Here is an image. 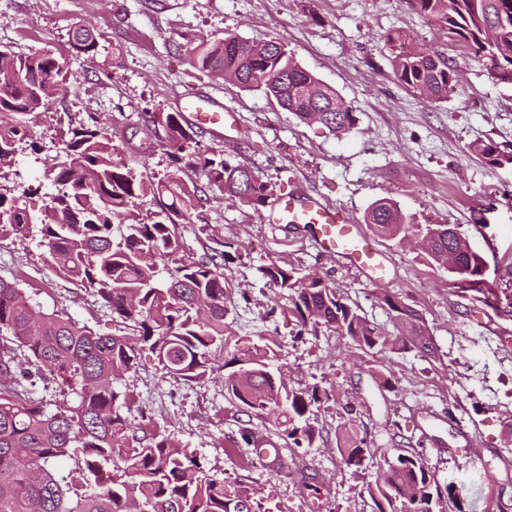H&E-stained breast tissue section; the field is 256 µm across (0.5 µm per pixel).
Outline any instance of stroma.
<instances>
[{
  "mask_svg": "<svg viewBox=\"0 0 512 512\" xmlns=\"http://www.w3.org/2000/svg\"><path fill=\"white\" fill-rule=\"evenodd\" d=\"M98 36L94 56L70 47L75 26ZM400 29L429 44L461 74L458 93L427 104L395 77L385 36ZM233 32L283 44L295 59L335 88L353 108L351 132L335 136L300 123L259 91H247L195 69L187 41ZM0 49H49L66 58L63 89L30 123L8 183L25 192L32 214H43L47 165L63 154L65 128L105 126L137 177L170 169L162 124L186 100L233 112L237 126H196L200 151L244 161L272 183L275 195L306 191L364 216L387 198L414 224L456 228L486 262L484 281L448 274L415 242L373 237L389 276L378 282L348 260L323 253L301 224H269L261 212L206 190L208 230L180 226L186 254L199 258L214 239L227 242L224 275L232 300L224 348L209 379L189 382L143 352L128 380L123 411L136 433L153 428L194 450L202 466L244 482L277 512H371L365 487L377 464L346 467L336 432L353 426L373 448L423 453L440 483H455L466 512H512V164L490 166L474 152L493 140L512 152V86L493 83L485 62L449 44L414 0H0ZM38 230L0 237V277L17 278L42 311L70 315L102 336H121L90 288L59 275L44 259ZM328 278L357 302L371 322L396 334L381 299L399 296L422 315L437 353H366L325 332L294 338L286 289L267 284L269 264ZM277 307L276 320L265 318ZM276 353L289 386L317 389L309 416L311 445L292 447L282 427L247 416L224 397V362L241 338ZM252 432L272 443L262 455L230 452Z\"/></svg>",
  "mask_w": 512,
  "mask_h": 512,
  "instance_id": "stroma-1",
  "label": "stroma"
}]
</instances>
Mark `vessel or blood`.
<instances>
[{
	"label": "vessel or blood",
	"instance_id": "obj_1",
	"mask_svg": "<svg viewBox=\"0 0 512 512\" xmlns=\"http://www.w3.org/2000/svg\"><path fill=\"white\" fill-rule=\"evenodd\" d=\"M263 219L271 224L311 225L315 241L322 250L346 256L376 279H384L387 275L386 266L369 238L360 235L352 216L319 195L293 193L279 197L272 202Z\"/></svg>",
	"mask_w": 512,
	"mask_h": 512
}]
</instances>
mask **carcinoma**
I'll use <instances>...</instances> for the list:
<instances>
[{
	"label": "carcinoma",
	"mask_w": 512,
	"mask_h": 512,
	"mask_svg": "<svg viewBox=\"0 0 512 512\" xmlns=\"http://www.w3.org/2000/svg\"><path fill=\"white\" fill-rule=\"evenodd\" d=\"M431 18L474 57L487 62L494 83L512 85V0H415ZM385 42L393 53L397 80L428 103L458 93L457 70L442 53L413 46L395 30ZM71 47L97 51L95 32L78 27ZM199 71L221 72L247 90H260L299 122L313 123V109H326L317 122L333 135L356 124L352 108L336 89L303 68L275 41L257 43L226 32L213 41L186 47ZM63 62L51 50L13 53V65L0 66V107L15 109L10 121L0 116V176L4 160L28 137L31 115L60 93ZM176 165L154 181L137 179L116 157L112 133L101 125L62 132L65 155L60 166L44 172L56 193L44 214L33 216L21 196L0 184V235L25 236L40 225L46 261L61 275L96 290L112 317L129 332L98 336L78 320L43 313L26 300L19 284L0 277V512H273L251 486L228 482L205 469L196 454L161 433L141 438L130 433L121 414L129 405L126 379L136 373L137 356L148 349L163 368L186 381H203L214 372L213 353L224 349V325L230 297L224 285L226 243L216 239L211 254H184L179 226L190 216L202 220L205 198L190 169L207 187L243 207L259 210L273 195L260 172L248 177L245 162L231 164L221 153L195 149V131L180 114L164 121ZM489 165L500 164L493 141L475 146ZM149 199L152 219L136 213L137 201ZM370 230L387 238L415 231L391 199L366 212ZM429 237L427 257L459 248L448 238V225L419 230ZM485 262L463 250L448 273L470 284L480 282ZM271 284L288 289L296 336L333 332L364 352L414 351L430 358L435 346L418 310L396 295L383 298L396 323H410L395 336L379 330L347 296L322 278L310 279L296 268H262ZM27 351L25 363L15 350ZM273 349L249 339L238 343L237 371L224 378L225 398L243 412L272 419L284 427L292 444L312 443L310 407L316 391L294 389L271 369ZM47 378L58 389L54 408L31 397L25 383ZM83 449L75 467L58 473L55 465L68 449ZM336 449L353 471L370 451L365 437L336 431ZM374 480L366 484L372 512H464L456 486H441L423 454L401 448L382 452Z\"/></svg>",
	"instance_id": "carcinoma-1"
}]
</instances>
